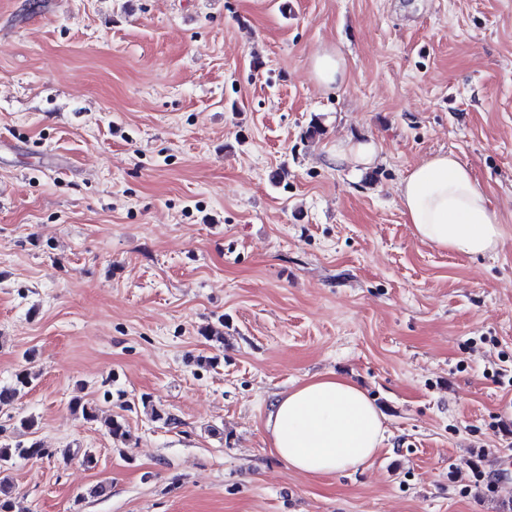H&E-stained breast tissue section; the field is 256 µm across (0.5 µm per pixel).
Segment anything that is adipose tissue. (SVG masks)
<instances>
[{
  "mask_svg": "<svg viewBox=\"0 0 512 512\" xmlns=\"http://www.w3.org/2000/svg\"><path fill=\"white\" fill-rule=\"evenodd\" d=\"M399 195L415 237L436 249L474 258L494 253L502 241L485 187L454 153L430 154L412 165ZM265 429L277 454L311 477L366 466L387 438L385 418L365 391L333 373L280 394Z\"/></svg>",
  "mask_w": 512,
  "mask_h": 512,
  "instance_id": "adipose-tissue-1",
  "label": "adipose tissue"
}]
</instances>
